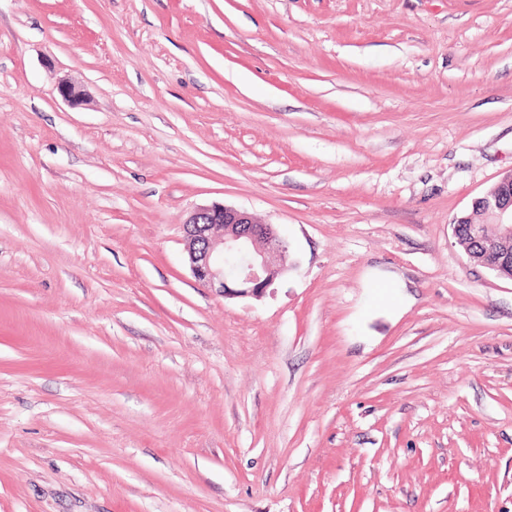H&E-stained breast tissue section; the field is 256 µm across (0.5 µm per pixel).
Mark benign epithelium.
<instances>
[{
  "label": "benign epithelium",
  "instance_id": "7a95c632",
  "mask_svg": "<svg viewBox=\"0 0 512 512\" xmlns=\"http://www.w3.org/2000/svg\"><path fill=\"white\" fill-rule=\"evenodd\" d=\"M491 224L504 227L500 237L485 234L483 224L468 227V236L456 237L467 256L512 280V174L497 184L495 193L482 198ZM185 245L194 279L224 297L260 299L287 270L288 244L274 224H259L250 214L225 205L195 208L185 222ZM235 259L232 275L224 271Z\"/></svg>",
  "mask_w": 512,
  "mask_h": 512
}]
</instances>
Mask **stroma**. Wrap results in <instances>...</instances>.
Segmentation results:
<instances>
[{
	"label": "stroma",
	"instance_id": "35a3bbf8",
	"mask_svg": "<svg viewBox=\"0 0 512 512\" xmlns=\"http://www.w3.org/2000/svg\"><path fill=\"white\" fill-rule=\"evenodd\" d=\"M510 172L512 0H0V512H512ZM478 200H482L484 216L489 224L503 226L504 233L501 237H496L501 233L492 235L487 232L496 238L487 236L484 231L485 224L463 223L468 220V216L470 221L475 223L473 216L468 215L455 220L454 237L471 260L500 277L512 280V174L501 179L491 197ZM483 212L479 204L473 208V215L483 216ZM455 224H461V231L464 230L465 224H470L466 238L457 235ZM185 245L194 279L224 297L260 299L289 269L288 244L276 225L256 223L225 205L195 208L185 222ZM228 258L236 261L230 276L224 271Z\"/></svg>",
	"mask_w": 512,
	"mask_h": 512
}]
</instances>
